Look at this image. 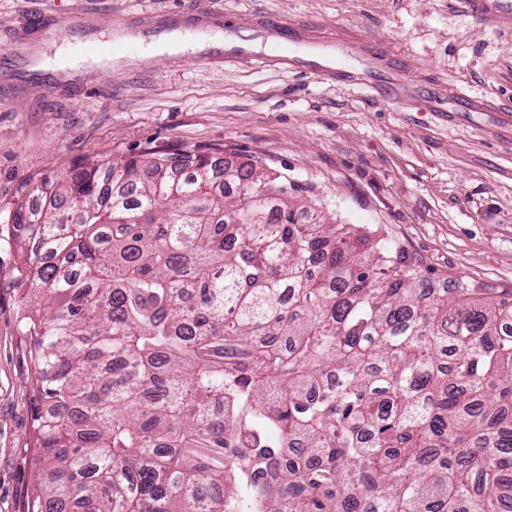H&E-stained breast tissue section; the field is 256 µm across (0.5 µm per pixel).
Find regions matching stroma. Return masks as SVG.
I'll return each mask as SVG.
<instances>
[{
    "mask_svg": "<svg viewBox=\"0 0 512 512\" xmlns=\"http://www.w3.org/2000/svg\"><path fill=\"white\" fill-rule=\"evenodd\" d=\"M187 44L64 77L60 52ZM218 147L377 231L444 288L512 299V21L463 0H0V209L148 144ZM0 223V512H27L41 403Z\"/></svg>",
    "mask_w": 512,
    "mask_h": 512,
    "instance_id": "stroma-1",
    "label": "stroma"
}]
</instances>
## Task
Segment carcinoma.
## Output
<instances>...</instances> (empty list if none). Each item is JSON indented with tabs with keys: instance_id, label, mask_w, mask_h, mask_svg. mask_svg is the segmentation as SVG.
Segmentation results:
<instances>
[{
	"instance_id": "cac0c4a2",
	"label": "carcinoma",
	"mask_w": 512,
	"mask_h": 512,
	"mask_svg": "<svg viewBox=\"0 0 512 512\" xmlns=\"http://www.w3.org/2000/svg\"><path fill=\"white\" fill-rule=\"evenodd\" d=\"M296 191L152 145L19 185L27 512H502L512 301Z\"/></svg>"
}]
</instances>
